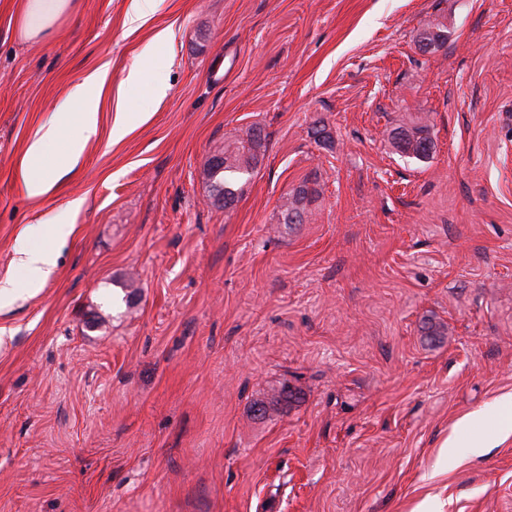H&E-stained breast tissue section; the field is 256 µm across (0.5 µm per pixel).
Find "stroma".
<instances>
[{
	"label": "stroma",
	"mask_w": 512,
	"mask_h": 512,
	"mask_svg": "<svg viewBox=\"0 0 512 512\" xmlns=\"http://www.w3.org/2000/svg\"><path fill=\"white\" fill-rule=\"evenodd\" d=\"M15 6L0 279L25 280L22 244L57 267L0 311V512H512V0H159L137 27L133 0H81L46 41ZM431 21L447 43L423 52ZM154 61L166 96L128 87L126 136L102 109L29 198L26 147L71 85ZM420 116L423 161L390 138ZM254 126L257 171L213 204L209 160ZM309 195L307 187H300L292 195L286 198L283 204V223L286 224H301L303 223L306 215L305 200ZM83 201L75 199L68 203L64 212L55 215H47L38 224L43 226L48 234L55 240H65L73 231L74 224L71 222V215L76 213Z\"/></svg>",
	"instance_id": "35a3bbf8"
}]
</instances>
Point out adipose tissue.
Masks as SVG:
<instances>
[{
  "mask_svg": "<svg viewBox=\"0 0 512 512\" xmlns=\"http://www.w3.org/2000/svg\"><path fill=\"white\" fill-rule=\"evenodd\" d=\"M78 8L79 0H20L14 20L16 31L27 40L49 39L60 21L75 16ZM105 101L113 102L116 112L112 139L126 135L129 106L124 92L113 89L107 68L97 69L72 85L40 134L30 141L22 166L29 197L45 196L62 176L73 170L98 133V114ZM56 139L63 140V150L48 157L47 146Z\"/></svg>",
  "mask_w": 512,
  "mask_h": 512,
  "instance_id": "adipose-tissue-1",
  "label": "adipose tissue"
}]
</instances>
